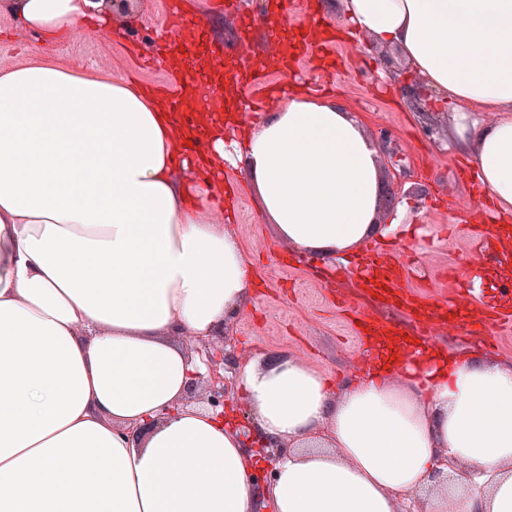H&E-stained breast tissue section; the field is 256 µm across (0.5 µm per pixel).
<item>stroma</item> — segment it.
<instances>
[{"label":"stroma","mask_w":512,"mask_h":512,"mask_svg":"<svg viewBox=\"0 0 512 512\" xmlns=\"http://www.w3.org/2000/svg\"><path fill=\"white\" fill-rule=\"evenodd\" d=\"M214 2L184 0L189 18L200 25L199 50L204 55L214 33L233 49L241 47L234 21L217 12ZM167 4L129 0L113 15L108 41L95 33L47 41L20 29L0 0V73L51 59L78 72L163 85L169 78L167 64L146 65L139 56L165 31ZM286 11L292 17L311 14L313 22L330 27L335 68L327 76L314 59L279 64L270 67L271 78L303 84L313 94H332L361 120L372 140L391 143L395 153L382 155L380 180L391 188L393 201L403 205L409 225L394 242L412 261L405 285L430 304L447 302L454 293L449 267L463 265L468 274L482 268L471 253L468 231L483 226L484 218L471 193V163L464 152L448 145L446 104L421 88L424 110H413L400 87L418 85V77L395 51L352 33L341 0H290ZM428 119L439 128L432 138L422 129ZM224 183L233 189V217L224 227L239 241L254 272L250 302L224 325L226 351L235 358L224 367L227 396L239 398L236 368L258 356L294 357L333 378L361 374L362 347L350 324L351 311L358 306L356 274L318 276L265 221L243 168L225 165Z\"/></svg>","instance_id":"1"}]
</instances>
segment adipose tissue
<instances>
[{"instance_id": "1", "label": "adipose tissue", "mask_w": 512, "mask_h": 512, "mask_svg": "<svg viewBox=\"0 0 512 512\" xmlns=\"http://www.w3.org/2000/svg\"><path fill=\"white\" fill-rule=\"evenodd\" d=\"M343 2L447 102L481 200L511 214L512 0ZM8 9L47 39L110 21L105 0ZM197 126L215 175L178 188L161 94L52 63L0 74V512H399L422 491L426 512H512V366L429 347L340 384L295 358L240 366L259 434L284 447L256 498L261 456L232 418L184 405L198 367L176 344L250 296L218 222L225 157L299 253L344 264L401 226L378 223V149L330 97L293 90L238 140Z\"/></svg>"}]
</instances>
